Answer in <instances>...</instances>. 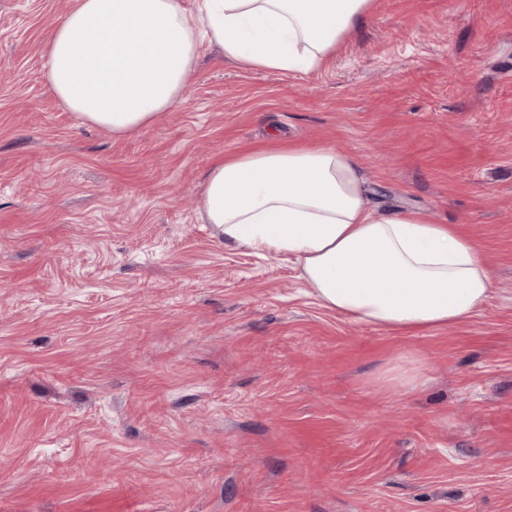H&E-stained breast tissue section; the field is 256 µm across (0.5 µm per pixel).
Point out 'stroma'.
Returning <instances> with one entry per match:
<instances>
[{"instance_id":"1","label":"stroma","mask_w":512,"mask_h":512,"mask_svg":"<svg viewBox=\"0 0 512 512\" xmlns=\"http://www.w3.org/2000/svg\"><path fill=\"white\" fill-rule=\"evenodd\" d=\"M74 3L0 0V512H512V0H376L307 73L206 49L121 139L44 77ZM276 138L460 225L487 303L390 333L224 245L198 186ZM406 354L428 389L374 384Z\"/></svg>"}]
</instances>
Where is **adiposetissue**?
Segmentation results:
<instances>
[{
  "instance_id": "adipose-tissue-1",
  "label": "adipose tissue",
  "mask_w": 512,
  "mask_h": 512,
  "mask_svg": "<svg viewBox=\"0 0 512 512\" xmlns=\"http://www.w3.org/2000/svg\"><path fill=\"white\" fill-rule=\"evenodd\" d=\"M372 0H76L55 24L43 70L61 105L122 138L183 99L203 47L275 71L318 68ZM355 156L274 140L217 161L198 207L225 245L292 261L325 307L388 332L417 334L470 318L494 286L481 247L455 225L364 201ZM427 387L403 356L377 376Z\"/></svg>"
}]
</instances>
